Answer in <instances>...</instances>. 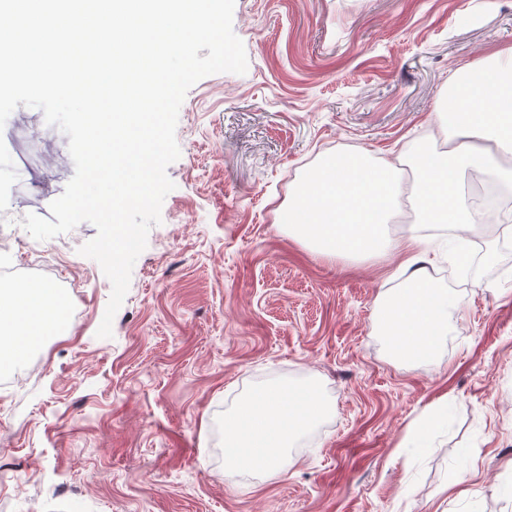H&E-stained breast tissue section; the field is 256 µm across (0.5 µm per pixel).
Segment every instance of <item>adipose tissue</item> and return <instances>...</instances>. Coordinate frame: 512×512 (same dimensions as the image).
<instances>
[{"mask_svg": "<svg viewBox=\"0 0 512 512\" xmlns=\"http://www.w3.org/2000/svg\"><path fill=\"white\" fill-rule=\"evenodd\" d=\"M440 116L466 140L413 155L411 182L403 181L399 164L362 152L332 158L307 173L284 214L285 223L323 252L341 257H381L397 249L388 225L407 190L415 200L417 223L448 227L458 235L478 224L479 213L463 191L466 173L490 168L512 186V64L467 86L464 97L449 98ZM455 304L449 292L412 272L406 288L390 293L379 306L380 324L394 353L412 359L432 356ZM62 315L59 296L46 285L1 288L0 355L25 356L55 331ZM320 407L312 389H268L244 399L224 428L226 464L280 460Z\"/></svg>", "mask_w": 512, "mask_h": 512, "instance_id": "ef3b65f1", "label": "adipose tissue"}]
</instances>
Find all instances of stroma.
<instances>
[{
  "label": "stroma",
  "mask_w": 512,
  "mask_h": 512,
  "mask_svg": "<svg viewBox=\"0 0 512 512\" xmlns=\"http://www.w3.org/2000/svg\"><path fill=\"white\" fill-rule=\"evenodd\" d=\"M233 30L248 69L187 92L175 188L111 337V283L79 253L95 226H22L73 177L69 138L36 108L6 121L11 157L25 132L42 143L0 214V265L69 314L0 384V512H512V247L487 224L418 244L392 224L405 250L355 261L281 222L323 156L431 146L449 77L512 49V0H235ZM410 257L460 301L428 360L396 355L377 313ZM272 386L315 387L328 410L275 466L227 469L225 421Z\"/></svg>",
  "instance_id": "35a3bbf8"
}]
</instances>
